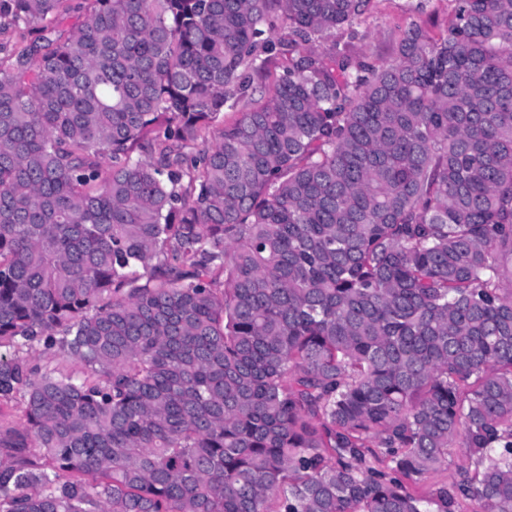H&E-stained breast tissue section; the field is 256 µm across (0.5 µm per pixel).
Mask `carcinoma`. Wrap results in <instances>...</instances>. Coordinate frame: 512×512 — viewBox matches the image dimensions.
<instances>
[{
    "label": "carcinoma",
    "instance_id": "1",
    "mask_svg": "<svg viewBox=\"0 0 512 512\" xmlns=\"http://www.w3.org/2000/svg\"><path fill=\"white\" fill-rule=\"evenodd\" d=\"M66 2L0 0V512H512V0L378 67L368 0ZM33 35L30 29L23 24L20 26H7L0 31V56L12 52L26 45ZM462 463V459L458 456L457 450L453 449L451 456L448 458L447 467L439 469L437 472L430 474L425 480V488L434 487L440 484L450 486L458 477V467Z\"/></svg>",
    "mask_w": 512,
    "mask_h": 512
}]
</instances>
